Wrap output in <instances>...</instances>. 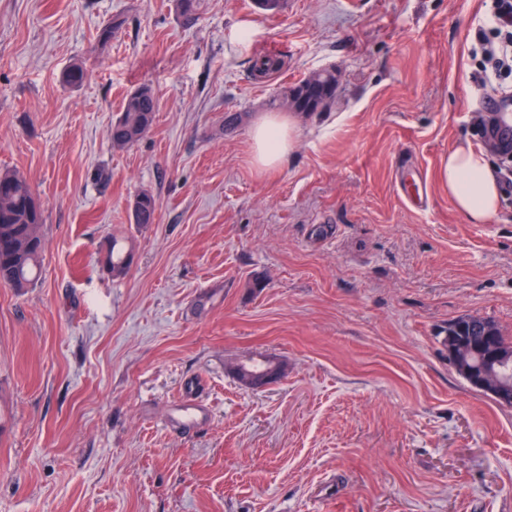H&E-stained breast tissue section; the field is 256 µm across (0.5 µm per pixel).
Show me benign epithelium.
Segmentation results:
<instances>
[{
	"label": "benign epithelium",
	"mask_w": 512,
	"mask_h": 512,
	"mask_svg": "<svg viewBox=\"0 0 512 512\" xmlns=\"http://www.w3.org/2000/svg\"><path fill=\"white\" fill-rule=\"evenodd\" d=\"M448 356L471 386L501 405H512V354L495 346H481L468 336L448 334Z\"/></svg>",
	"instance_id": "benign-epithelium-1"
}]
</instances>
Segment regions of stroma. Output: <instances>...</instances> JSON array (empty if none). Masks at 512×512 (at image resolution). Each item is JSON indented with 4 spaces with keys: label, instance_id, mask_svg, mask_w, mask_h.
Instances as JSON below:
<instances>
[{
    "label": "stroma",
    "instance_id": "1",
    "mask_svg": "<svg viewBox=\"0 0 512 512\" xmlns=\"http://www.w3.org/2000/svg\"><path fill=\"white\" fill-rule=\"evenodd\" d=\"M197 2L187 22L176 0H0V171L45 216L38 280L0 284V512H512V406L441 336H512V193L469 224L438 179L455 143L488 146L485 0ZM324 69L335 100L256 169L254 116ZM142 86L156 119L114 147ZM265 357L282 378L241 386ZM189 389L210 416L181 429ZM137 203L139 205V212L137 216V212L135 207L132 206V214L134 220H137L135 223L138 224H151L155 221V215L158 209V203L156 198L147 191H142L135 196Z\"/></svg>",
    "mask_w": 512,
    "mask_h": 512
}]
</instances>
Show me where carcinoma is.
<instances>
[{
    "label": "carcinoma",
    "mask_w": 512,
    "mask_h": 512,
    "mask_svg": "<svg viewBox=\"0 0 512 512\" xmlns=\"http://www.w3.org/2000/svg\"><path fill=\"white\" fill-rule=\"evenodd\" d=\"M87 78L81 64H73L62 75V82L77 88ZM317 90V100L311 101L312 90ZM336 97V71H322L310 75L294 95L295 107L305 110L310 103L316 109L331 104ZM158 112V100L147 87L129 93L122 111L112 123L109 137L118 148L131 146L149 129ZM139 205L136 223L152 224L158 209L156 198L147 191L135 196ZM45 222L43 209L30 183L17 172H0V282L15 288H24L37 278L40 259L44 251L42 227ZM448 329L464 336H482L484 332L470 324V317L463 316L448 324Z\"/></svg>",
    "instance_id": "carcinoma-1"
}]
</instances>
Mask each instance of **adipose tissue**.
<instances>
[{
  "label": "adipose tissue",
  "instance_id": "1",
  "mask_svg": "<svg viewBox=\"0 0 512 512\" xmlns=\"http://www.w3.org/2000/svg\"><path fill=\"white\" fill-rule=\"evenodd\" d=\"M294 129L288 116H257L249 130L254 164L262 169L278 167L292 147ZM439 177L467 223L489 224L497 218L500 191L484 151L464 144L451 147L442 161Z\"/></svg>",
  "mask_w": 512,
  "mask_h": 512
}]
</instances>
